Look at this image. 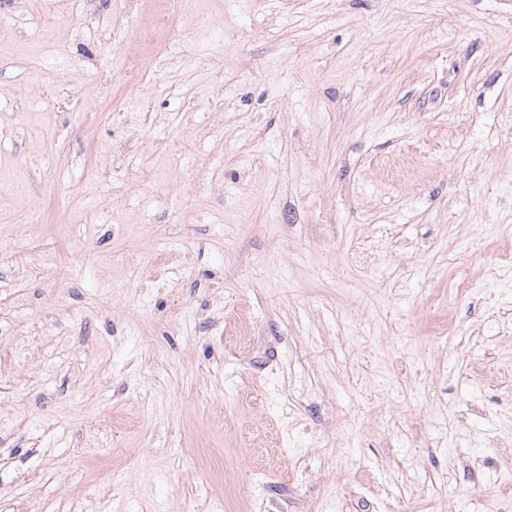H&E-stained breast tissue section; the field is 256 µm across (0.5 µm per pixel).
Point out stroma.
Segmentation results:
<instances>
[{
  "instance_id": "stroma-1",
  "label": "stroma",
  "mask_w": 512,
  "mask_h": 512,
  "mask_svg": "<svg viewBox=\"0 0 512 512\" xmlns=\"http://www.w3.org/2000/svg\"><path fill=\"white\" fill-rule=\"evenodd\" d=\"M509 236L512 0L0 10V512H498Z\"/></svg>"
}]
</instances>
